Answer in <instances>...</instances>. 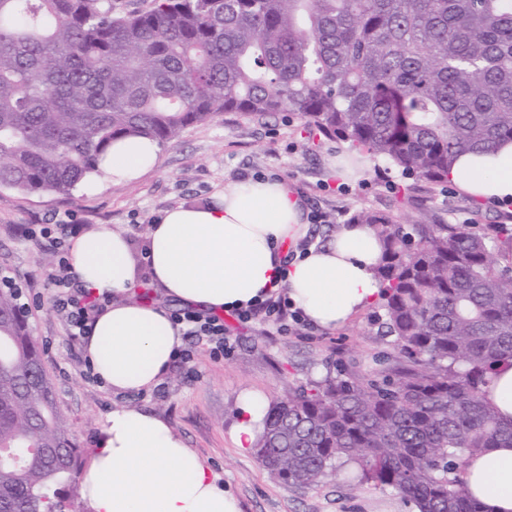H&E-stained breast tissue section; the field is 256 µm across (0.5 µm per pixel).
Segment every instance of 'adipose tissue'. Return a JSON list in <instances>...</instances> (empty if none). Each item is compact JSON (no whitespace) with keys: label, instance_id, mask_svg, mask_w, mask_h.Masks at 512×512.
Segmentation results:
<instances>
[{"label":"adipose tissue","instance_id":"obj_1","mask_svg":"<svg viewBox=\"0 0 512 512\" xmlns=\"http://www.w3.org/2000/svg\"><path fill=\"white\" fill-rule=\"evenodd\" d=\"M160 154L156 140L126 138L100 155L98 168L132 180L157 166ZM448 179L473 197L512 203V143L461 155ZM308 230L303 202L285 182L249 178L225 185L207 204L164 211L149 227L142 259L134 258L126 233L107 224L73 238L70 269L85 291L106 302L83 338L97 380L115 392L154 388L182 345L162 304L132 298L143 268L166 297L191 308L228 312L282 293L322 330L377 302L383 246L372 227L345 224L320 247L289 254ZM484 397L512 423L511 358L496 363ZM264 411L262 398H243L236 448L254 449ZM463 480L484 512H512V447L469 459ZM79 490L94 512H241L238 498L163 418L134 408L107 415Z\"/></svg>","mask_w":512,"mask_h":512}]
</instances>
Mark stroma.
<instances>
[{"instance_id":"1","label":"stroma","mask_w":512,"mask_h":512,"mask_svg":"<svg viewBox=\"0 0 512 512\" xmlns=\"http://www.w3.org/2000/svg\"><path fill=\"white\" fill-rule=\"evenodd\" d=\"M346 150V144L305 127L292 112L252 120L221 113L162 143L158 166L139 179L99 175L69 197L0 190V274L30 284L25 297L29 332L53 381L57 409L79 448L95 450L112 409L135 408L164 418L231 488L242 512H417L414 503L391 489L352 485L339 473L312 487L287 485L261 467L254 454L239 453L232 439L241 399L248 393H261L271 402L339 371L363 377L384 366L393 348L390 338L378 333L375 308L333 331L305 323L280 332L263 323L239 322L228 313L224 322L231 347L223 356L196 345L191 361L172 364L155 389L116 394L94 379L82 344L68 339L55 309L58 290L49 279L51 268L41 261L52 249L40 233L42 226L73 219L87 227L109 224L126 231L139 247L164 210L207 202L224 185L247 176L283 180L302 192L307 210L328 215L329 223L310 229L315 244L326 243L337 226L363 210L401 224L426 216L434 224L483 227L512 216V205L482 201L452 185L414 181L382 158L365 178L342 181L334 162Z\"/></svg>"}]
</instances>
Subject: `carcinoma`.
Masks as SVG:
<instances>
[{
  "label": "carcinoma",
  "instance_id": "cac0c4a2",
  "mask_svg": "<svg viewBox=\"0 0 512 512\" xmlns=\"http://www.w3.org/2000/svg\"><path fill=\"white\" fill-rule=\"evenodd\" d=\"M295 112L319 133L431 185L465 152L512 141V0H0V188L68 196L112 142H160L220 112ZM396 364L272 402L257 460L306 487L345 471L418 512H480L460 466L512 447L483 399L512 358V227L406 228L361 211ZM15 294L0 289V512H77L86 464L53 399Z\"/></svg>",
  "mask_w": 512,
  "mask_h": 512
}]
</instances>
